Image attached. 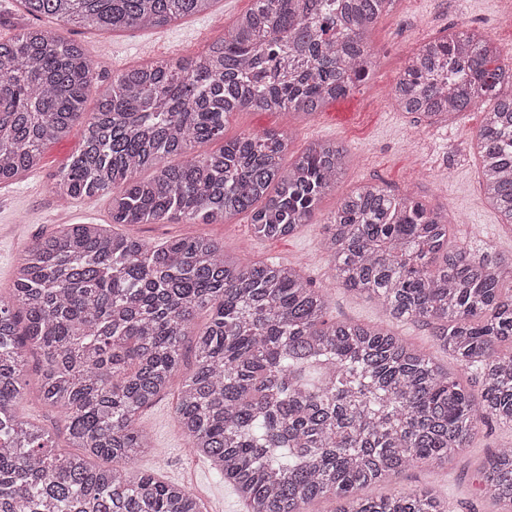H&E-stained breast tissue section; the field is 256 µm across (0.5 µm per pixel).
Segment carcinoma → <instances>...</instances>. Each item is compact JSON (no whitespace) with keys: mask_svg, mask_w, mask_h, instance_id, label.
Here are the masks:
<instances>
[{"mask_svg":"<svg viewBox=\"0 0 512 512\" xmlns=\"http://www.w3.org/2000/svg\"><path fill=\"white\" fill-rule=\"evenodd\" d=\"M214 2L18 0L31 16L114 31L162 28ZM397 2L253 0L205 53L112 78L92 112L96 76L83 47L27 28L0 41V183L34 170L47 143L82 124V147L52 186L60 201L110 193L114 225L248 214L257 238L292 235L353 155L319 139L286 165L289 135L226 140L227 118L308 117L349 94L373 68L368 32ZM498 56L468 29L426 40L391 99L429 123L488 103L476 143L481 186L512 224V69ZM217 140L219 150H204ZM178 155L185 160L168 162ZM322 246L345 289L431 327L478 392L389 331L329 319L327 293L291 265L243 264L203 236L151 245L67 224L24 249L0 295V512H201L187 486L132 471L152 450L136 416L188 351L181 430L249 512H305L322 498L336 499L334 512H448L425 490L358 491L419 462L448 466L490 420L512 427V352L499 350L512 343V293L501 292L512 262L448 249L444 214L373 183L338 200ZM28 347L70 452L19 414ZM480 492L512 509V447L489 459Z\"/></svg>","mask_w":512,"mask_h":512,"instance_id":"1","label":"carcinoma"}]
</instances>
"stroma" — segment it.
Returning a JSON list of instances; mask_svg holds the SVG:
<instances>
[{"mask_svg": "<svg viewBox=\"0 0 512 512\" xmlns=\"http://www.w3.org/2000/svg\"><path fill=\"white\" fill-rule=\"evenodd\" d=\"M251 0H215L205 12L162 29L101 31L69 28L56 21L35 19L18 11L14 0H0V40L23 29L39 27L57 31L80 44L95 65L98 78L87 101L94 109L97 98L114 74L150 60L172 56L192 57L224 35L225 25L245 13ZM466 26L492 39L500 51L499 63L512 66V0H399L368 34L374 66L369 79L350 94L327 105L311 118L285 112H239L229 117L226 138L245 131L269 129L291 134L292 151L300 153L317 139L329 138L348 147L354 157L333 194L324 197L311 224L294 235L259 239L252 235L250 218L240 214L222 224H129L125 233L150 244L172 237L207 236L223 242L225 249L244 260H274L299 265L305 277L329 297V317L336 321L367 324L394 333L430 356L442 369L466 386L474 377L461 370L437 343L431 327L389 317L374 302L342 288L334 279L322 249L323 224L338 197L367 182L386 184L394 192L415 195L448 217L449 248L512 257V226L502 224L487 204L473 155L483 123L485 104L479 103L452 121L429 125L391 107V87L419 42L450 27ZM82 145V129L49 144L37 169L0 184V289L12 285L23 250L40 236L66 224H109L111 198H75L60 205L51 190L56 175ZM36 356L28 354L24 379L29 390L20 405L24 417L50 431H58V413L48 411L34 389ZM183 376L139 415L137 424L151 438L154 454L140 459V470L165 482L189 486L203 512H247L241 498L210 462L190 448L174 412ZM512 446V428L488 422L447 469L434 471L419 463L390 482L365 488L378 497L401 488H424L447 502L448 512H499L478 490L482 465L499 448Z\"/></svg>", "mask_w": 512, "mask_h": 512, "instance_id": "stroma-1", "label": "stroma"}]
</instances>
